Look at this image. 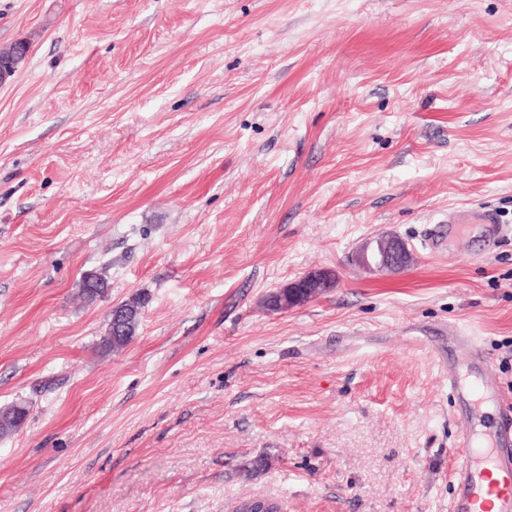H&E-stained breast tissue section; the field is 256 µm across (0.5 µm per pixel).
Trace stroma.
Listing matches in <instances>:
<instances>
[{"mask_svg":"<svg viewBox=\"0 0 512 512\" xmlns=\"http://www.w3.org/2000/svg\"><path fill=\"white\" fill-rule=\"evenodd\" d=\"M21 39L0 406L30 413L0 512H449V326L490 356L489 427L512 415V0H0V48ZM388 234L413 265L362 268ZM332 284L331 275L327 272H315L303 277L295 283V286H286L270 294L267 298V307L274 310L288 309V305L297 306L307 301L311 288L317 285V290L309 296L312 297L320 293L321 288H330ZM305 288V290H304ZM144 304L145 299L141 296L133 297L121 303L119 310L124 312L123 321L121 323H118L115 318H112L113 314L111 311L105 335L101 338L100 342L103 349L112 351L119 350L132 341L138 330L140 313Z\"/></svg>","mask_w":512,"mask_h":512,"instance_id":"35a3bbf8","label":"stroma"}]
</instances>
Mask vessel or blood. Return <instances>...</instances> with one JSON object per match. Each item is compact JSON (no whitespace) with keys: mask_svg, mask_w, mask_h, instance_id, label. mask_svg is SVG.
Listing matches in <instances>:
<instances>
[{"mask_svg":"<svg viewBox=\"0 0 512 512\" xmlns=\"http://www.w3.org/2000/svg\"><path fill=\"white\" fill-rule=\"evenodd\" d=\"M448 347L461 351L476 367L488 362L477 337L449 334ZM460 420L464 441L454 469L451 512H512V438L504 433H477L469 414H461Z\"/></svg>","mask_w":512,"mask_h":512,"instance_id":"1","label":"vessel or blood"}]
</instances>
